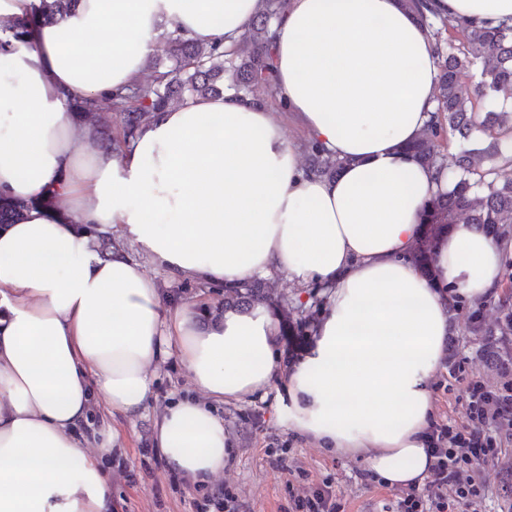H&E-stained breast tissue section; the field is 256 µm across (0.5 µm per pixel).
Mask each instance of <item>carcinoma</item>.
Here are the masks:
<instances>
[{"mask_svg": "<svg viewBox=\"0 0 512 512\" xmlns=\"http://www.w3.org/2000/svg\"><path fill=\"white\" fill-rule=\"evenodd\" d=\"M74 0H40L30 16L13 22V37L22 40L38 24H48L66 14ZM432 0H402L425 27L437 56L439 77L434 91L435 115L423 135L407 145L405 151L421 165L437 173L451 170L448 186L439 189L425 204L421 214L424 232L420 243L409 254L410 261L430 276L431 251L436 238L448 231L462 216L466 223L477 224L493 237L512 232V157L503 165L489 169L475 168V150L456 156L448 166L444 133L467 139L479 132L493 139L494 152L512 140V111L482 110L488 99H512V25L480 28L464 17L430 16ZM288 11V0H261V8L242 35L239 46L224 50L222 42L208 47L185 37L178 30L169 32L160 49L171 62L169 68L154 71L151 79L138 80L99 97H79L74 111L79 121L96 129L112 144L115 152L130 144L155 115L176 103L224 94V67L230 68L229 87L249 97L259 107L267 105L276 94L273 79L271 24ZM479 64L481 79L473 92L462 90V78L468 68ZM121 116L122 132L112 136L103 119L110 113ZM307 169L327 179L336 178L350 164L347 158L331 154L317 143L306 145ZM56 200L37 198L19 203L0 193V225L11 224L32 206L44 208ZM270 299L269 288L262 281L224 287V306L247 308Z\"/></svg>", "mask_w": 512, "mask_h": 512, "instance_id": "carcinoma-1", "label": "carcinoma"}]
</instances>
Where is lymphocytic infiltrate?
<instances>
[{
    "mask_svg": "<svg viewBox=\"0 0 512 512\" xmlns=\"http://www.w3.org/2000/svg\"><path fill=\"white\" fill-rule=\"evenodd\" d=\"M461 399L467 424L458 429L431 426V479L425 490L411 487L403 491L396 502V512H453L454 507L484 495L485 486L475 480L473 468L498 457V443L488 428L512 423V390L492 392L473 380L463 389Z\"/></svg>",
    "mask_w": 512,
    "mask_h": 512,
    "instance_id": "1",
    "label": "lymphocytic infiltrate"
}]
</instances>
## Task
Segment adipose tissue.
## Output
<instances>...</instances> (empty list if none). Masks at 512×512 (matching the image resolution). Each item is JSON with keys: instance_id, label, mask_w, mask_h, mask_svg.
Returning <instances> with one entry per match:
<instances>
[{"instance_id": "ef3b65f1", "label": "adipose tissue", "mask_w": 512, "mask_h": 512, "mask_svg": "<svg viewBox=\"0 0 512 512\" xmlns=\"http://www.w3.org/2000/svg\"><path fill=\"white\" fill-rule=\"evenodd\" d=\"M434 3L447 17L512 21V0ZM260 7L78 0L24 40L0 30V193L63 202L0 226V512H110L101 460L122 445L113 434L89 452L76 430L95 396L109 415L142 416L155 366L173 352L200 396L165 410L153 445L186 482L222 472L229 455L212 404L275 381L289 427L319 448L363 458L391 487L428 475L430 385L450 330L444 291L490 296L512 236L455 225L433 249L432 280L407 258L437 185L404 147L432 118L439 69L400 0H291L275 26L287 118L350 158L336 179L309 174L271 112L230 89L158 113L117 157L93 151L72 115L74 97L141 79L161 34L229 48ZM135 249L174 279L318 283L328 310L284 376L270 309L213 318L164 296Z\"/></svg>"}]
</instances>
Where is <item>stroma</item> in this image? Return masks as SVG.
Segmentation results:
<instances>
[{
  "label": "stroma",
  "mask_w": 512,
  "mask_h": 512,
  "mask_svg": "<svg viewBox=\"0 0 512 512\" xmlns=\"http://www.w3.org/2000/svg\"><path fill=\"white\" fill-rule=\"evenodd\" d=\"M142 270L176 300L213 307L224 300L220 285L171 279L147 260ZM271 282L290 308L302 309L312 319H319L326 289L299 286L282 274L272 276ZM510 306L512 288H501L494 297L479 303L481 325H472L463 314L452 322L448 355L433 381V422L455 428L466 422L460 400L463 385L450 375L456 364L465 365L466 378L479 380L492 390L502 388L504 380L497 358L512 356V335L500 336L496 330L501 322L500 308ZM195 394L191 379L174 354L155 371L144 415L130 421L114 418L113 425L125 448L104 464L112 488V512H211L208 498L220 487L238 497L243 512H292L288 488L299 484L303 473L308 476V485L332 486L341 512H381L382 507L396 501L398 488L386 486L377 478L367 479L363 459L326 454L289 429L277 408L272 386L241 400L215 405L233 441L222 473L196 485L171 478L162 455L152 446L153 422L165 407ZM474 471L486 486L485 494L458 512H512V442L506 443L498 458L476 465Z\"/></svg>",
  "instance_id": "35a3bbf8"
}]
</instances>
